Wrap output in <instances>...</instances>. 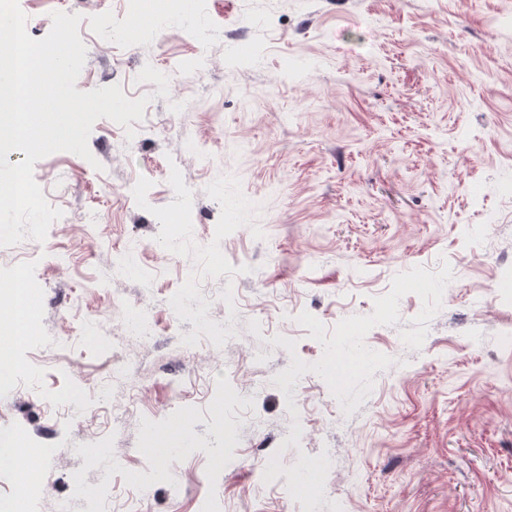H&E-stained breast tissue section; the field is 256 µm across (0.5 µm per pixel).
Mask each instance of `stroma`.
I'll use <instances>...</instances> for the list:
<instances>
[{"instance_id": "stroma-1", "label": "stroma", "mask_w": 512, "mask_h": 512, "mask_svg": "<svg viewBox=\"0 0 512 512\" xmlns=\"http://www.w3.org/2000/svg\"><path fill=\"white\" fill-rule=\"evenodd\" d=\"M67 7L76 90L149 103L137 138L102 118L92 160L36 162L69 221L0 249V283L25 262L47 287L0 393V431L52 448L36 512H91L79 484L109 512H512V0H184L147 27L20 2L36 39ZM191 278L229 340L179 319ZM310 457L333 462L313 505ZM124 334L120 336L114 343L113 348L119 349L126 338L145 339L152 335V327L149 322L141 317H132L124 325Z\"/></svg>"}]
</instances>
